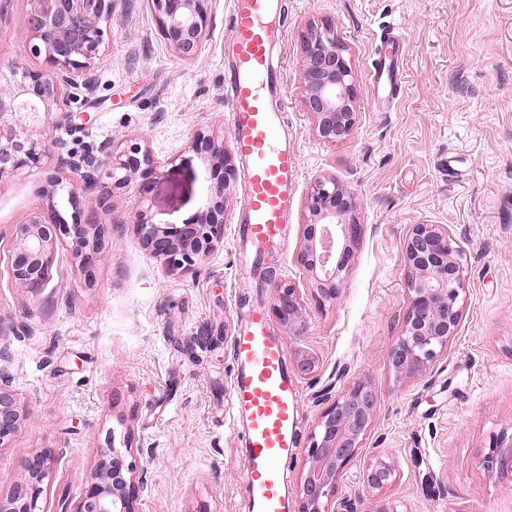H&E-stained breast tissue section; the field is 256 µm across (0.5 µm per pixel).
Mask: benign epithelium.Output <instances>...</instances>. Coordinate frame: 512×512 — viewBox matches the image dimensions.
<instances>
[{
  "instance_id": "1",
  "label": "benign epithelium",
  "mask_w": 512,
  "mask_h": 512,
  "mask_svg": "<svg viewBox=\"0 0 512 512\" xmlns=\"http://www.w3.org/2000/svg\"><path fill=\"white\" fill-rule=\"evenodd\" d=\"M205 0H151L166 39L186 58H193L207 37L210 20ZM114 0H33L29 23L35 43L31 50L44 56L46 68L18 72L0 66V124L10 117L16 125L36 121L50 112L59 98L73 90H88L92 76L88 60L99 52L104 32L100 23L112 16ZM347 48L331 24L312 26L302 40L303 103L313 116L315 129L323 140L336 142L350 135L354 125L355 92ZM214 162L224 169V180L210 189L197 221L193 224H155L141 213L137 218L139 239L171 273H186L222 243L226 189L237 169L224 144L207 141ZM45 152L57 158L58 169L79 177L87 190H98L100 212L88 224H68L53 200L44 209L28 213L13 230L10 271L14 282L30 292L47 280L57 244L68 238L75 263L92 281L96 265L105 257V235L114 223L106 203L109 190L100 185L98 170L103 158L112 164V186L126 184L142 170L152 171L149 153L135 144L119 157L101 150L77 155L57 141L35 142L13 137L0 145V172L19 169L40 159ZM354 194L334 178L315 181L307 200L308 224L304 245L297 261L311 272L320 302L334 301L340 293L343 273L362 236L355 219ZM409 267L408 307L400 334L389 352V366L398 376L425 370L448 346L462 318L460 293L464 269L461 249L448 227L418 224L406 247ZM274 314L298 346L294 348L297 372L309 377L318 369L319 358L305 345L309 334L306 309L296 288L276 286ZM377 407V396L363 381L348 390L322 414L310 435L307 453L310 466L299 485V512H354L338 510L333 503L337 480L343 469L364 447ZM20 413L0 380V447L18 428ZM130 448H112V455L99 465L97 481L89 485L76 512H137L139 480L126 461ZM56 456L44 448L23 462V479L6 495H0V512H36L43 493V480ZM394 469L378 462L367 470L366 483L383 490L392 481Z\"/></svg>"
}]
</instances>
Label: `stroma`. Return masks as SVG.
I'll use <instances>...</instances> for the list:
<instances>
[{"label":"stroma","instance_id":"1","mask_svg":"<svg viewBox=\"0 0 512 512\" xmlns=\"http://www.w3.org/2000/svg\"><path fill=\"white\" fill-rule=\"evenodd\" d=\"M286 36L276 50L299 180L288 213L286 283L307 310L305 341L320 357L300 379L305 433L354 382L368 381L377 409L362 453L344 469L336 500L358 512H512V0H285ZM32 0H0V63L40 70L31 52ZM209 35L184 59L162 36L149 0H116L89 69L91 90L65 97L40 121L0 137L58 139L75 153L130 144L157 165L109 203L117 219L92 279L69 243L58 245L38 293L9 274L12 233L46 205L56 159L0 173V372L21 413L0 448V493L22 463L57 449L40 512H75L94 482L109 433L127 437L141 490L138 512H245L243 449L231 428L230 341L251 286L234 230L245 183L227 191L222 243L191 274L169 273L140 244L135 220L185 224L218 175L197 137L231 143L224 45L232 0H207ZM331 22L349 47L354 126L330 143L303 105L302 36ZM404 92L375 100L367 70L385 26ZM333 177L355 195L363 227L335 301L318 303L297 262L307 198ZM444 224L463 250L462 319L423 373L388 366L407 310L406 244L415 225ZM496 452L500 467L483 458ZM394 468L382 491L364 483L379 461Z\"/></svg>","mask_w":512,"mask_h":512}]
</instances>
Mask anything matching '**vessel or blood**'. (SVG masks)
I'll return each mask as SVG.
<instances>
[{
  "instance_id": "b4317fda",
  "label": "vessel or blood",
  "mask_w": 512,
  "mask_h": 512,
  "mask_svg": "<svg viewBox=\"0 0 512 512\" xmlns=\"http://www.w3.org/2000/svg\"><path fill=\"white\" fill-rule=\"evenodd\" d=\"M283 0H234L231 14L230 106L233 145L246 168V210L237 240L256 253L283 252L286 224L299 175L298 148L285 116L273 100L282 83L273 51L283 39ZM377 97L396 99L402 71L388 61L384 45L371 57ZM234 375L233 428L245 449L242 497L246 512H290L288 466L303 442L300 385L289 369L288 352L263 307L245 315L230 347Z\"/></svg>"
}]
</instances>
